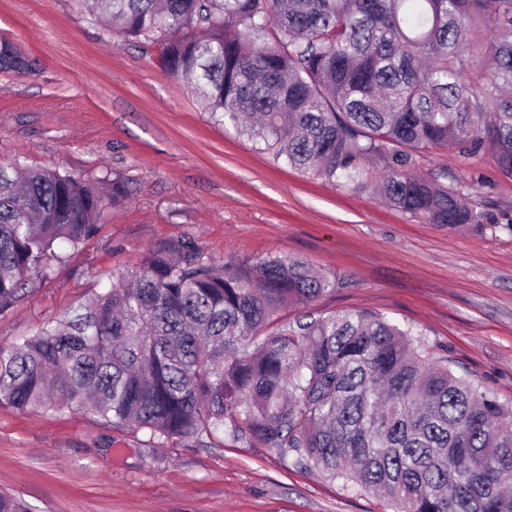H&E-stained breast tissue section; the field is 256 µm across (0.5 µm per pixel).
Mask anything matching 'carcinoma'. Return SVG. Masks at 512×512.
<instances>
[{
	"label": "carcinoma",
	"mask_w": 512,
	"mask_h": 512,
	"mask_svg": "<svg viewBox=\"0 0 512 512\" xmlns=\"http://www.w3.org/2000/svg\"><path fill=\"white\" fill-rule=\"evenodd\" d=\"M157 49L210 120L277 162L455 230L478 215L415 171L441 147L512 178V0H74ZM0 70L35 72L0 41ZM0 164V312L53 275L106 206L97 184ZM336 281L300 258L215 264L190 241L145 253L86 304L0 343V405L84 409L150 438L247 440L380 495L392 512H512V403L422 334L344 310L277 319Z\"/></svg>",
	"instance_id": "carcinoma-1"
}]
</instances>
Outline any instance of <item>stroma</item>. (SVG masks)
<instances>
[{"label": "stroma", "mask_w": 512, "mask_h": 512, "mask_svg": "<svg viewBox=\"0 0 512 512\" xmlns=\"http://www.w3.org/2000/svg\"><path fill=\"white\" fill-rule=\"evenodd\" d=\"M0 36L38 61L0 71V163L23 157L128 188L53 276L0 313V342L30 335L148 249L188 239L216 264L297 257L335 279L324 312L366 310L420 331L435 355L512 403V179L494 155L432 148L416 169L460 188L478 221L453 231L277 163L209 121L154 51L108 40L71 0H0ZM123 456H115V449ZM0 492L28 512H388L243 441L150 440L80 410L0 405Z\"/></svg>", "instance_id": "1"}]
</instances>
